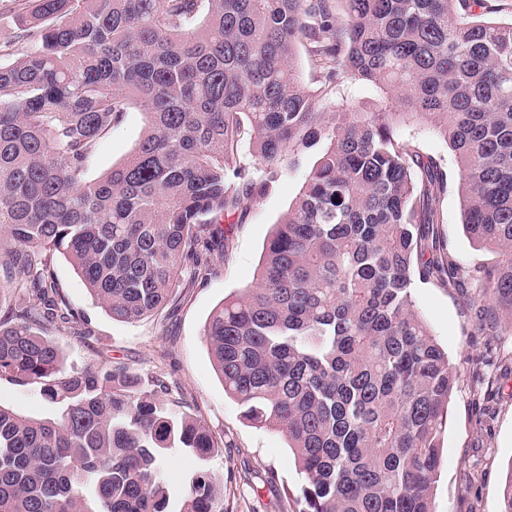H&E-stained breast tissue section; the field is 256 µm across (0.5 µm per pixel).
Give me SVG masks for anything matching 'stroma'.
Listing matches in <instances>:
<instances>
[{"instance_id": "obj_1", "label": "stroma", "mask_w": 512, "mask_h": 512, "mask_svg": "<svg viewBox=\"0 0 512 512\" xmlns=\"http://www.w3.org/2000/svg\"><path fill=\"white\" fill-rule=\"evenodd\" d=\"M146 127L138 109L124 112L98 141L88 165L94 179L122 162ZM403 137L416 140L424 154L448 171V192L441 204L438 236L448 260L459 270L455 282H415L416 311L458 370L450 418L441 436L440 463L433 489L435 512H500L502 487L512 472V317L502 316L495 334L475 330L480 271L496 266L499 256L477 247L463 228L456 161L444 138L431 126L410 122ZM316 159L308 153L302 167L284 170L264 196L248 201L227 230L229 256H215L207 279L178 277L169 304L157 315L130 324L112 320L89 295L62 255L52 268L71 305L88 318L83 337L60 335L65 365L81 369L122 362L145 372L164 373L171 396L190 404L222 447L208 467L223 480L227 512H295L286 493L299 475L285 438L245 420L238 403L224 393L214 372L203 329L224 298L256 282L263 245L273 224L287 213ZM0 404L23 415H50L52 405L35 387L0 380ZM171 492L170 512H179L192 456L171 449L162 462Z\"/></svg>"}]
</instances>
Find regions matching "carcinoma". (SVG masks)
I'll return each mask as SVG.
<instances>
[{
    "label": "carcinoma",
    "instance_id": "cac0c4a2",
    "mask_svg": "<svg viewBox=\"0 0 512 512\" xmlns=\"http://www.w3.org/2000/svg\"><path fill=\"white\" fill-rule=\"evenodd\" d=\"M25 0L0 45V380L52 418L0 404V512H168L164 454L199 467L180 512H226L221 446L159 375L66 371L51 336H86L51 272L63 255L112 319L167 306L183 269L228 256L223 220L283 165L316 160L273 226L255 285L204 328L224 393L281 433L297 512H434L456 369L414 309L415 280L455 272L434 239L448 173L397 135L425 121L454 154L463 225L508 262L483 274L479 331L512 315V14L508 0ZM304 47L316 93L295 64ZM386 102L338 101L351 81ZM332 108L324 112L319 102ZM147 126L85 177L129 106ZM0 403L22 415L47 416L53 406L43 401L34 386L21 387L4 379L0 380Z\"/></svg>",
    "mask_w": 512,
    "mask_h": 512
}]
</instances>
